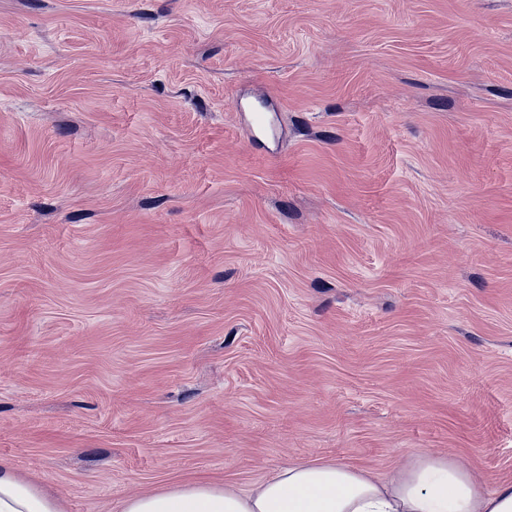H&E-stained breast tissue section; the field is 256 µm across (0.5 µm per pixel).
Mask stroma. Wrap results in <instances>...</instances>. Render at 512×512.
Wrapping results in <instances>:
<instances>
[{
    "instance_id": "1",
    "label": "stroma",
    "mask_w": 512,
    "mask_h": 512,
    "mask_svg": "<svg viewBox=\"0 0 512 512\" xmlns=\"http://www.w3.org/2000/svg\"><path fill=\"white\" fill-rule=\"evenodd\" d=\"M426 453L512 480V0H0V460Z\"/></svg>"
}]
</instances>
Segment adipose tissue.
<instances>
[{"mask_svg":"<svg viewBox=\"0 0 512 512\" xmlns=\"http://www.w3.org/2000/svg\"><path fill=\"white\" fill-rule=\"evenodd\" d=\"M0 512H64L60 496L0 462ZM121 512H512V482L423 455L389 478L327 461L291 464L251 489L200 481L123 501Z\"/></svg>","mask_w":512,"mask_h":512,"instance_id":"ef3b65f1","label":"adipose tissue"}]
</instances>
